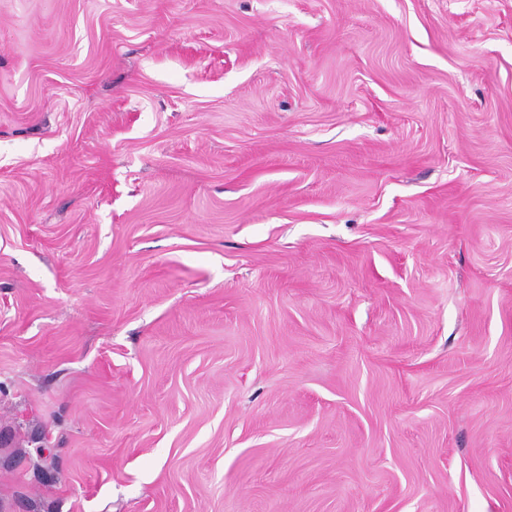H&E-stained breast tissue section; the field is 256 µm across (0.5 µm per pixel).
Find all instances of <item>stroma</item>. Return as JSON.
<instances>
[{
  "label": "stroma",
  "instance_id": "stroma-1",
  "mask_svg": "<svg viewBox=\"0 0 512 512\" xmlns=\"http://www.w3.org/2000/svg\"><path fill=\"white\" fill-rule=\"evenodd\" d=\"M0 512H512V0H0Z\"/></svg>",
  "mask_w": 512,
  "mask_h": 512
}]
</instances>
